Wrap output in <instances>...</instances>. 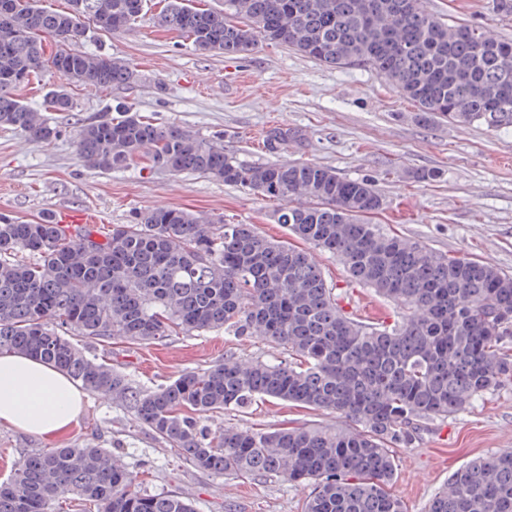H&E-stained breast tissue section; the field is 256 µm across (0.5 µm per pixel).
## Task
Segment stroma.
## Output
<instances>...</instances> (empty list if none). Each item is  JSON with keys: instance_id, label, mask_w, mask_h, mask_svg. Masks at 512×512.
<instances>
[{"instance_id": "stroma-1", "label": "stroma", "mask_w": 512, "mask_h": 512, "mask_svg": "<svg viewBox=\"0 0 512 512\" xmlns=\"http://www.w3.org/2000/svg\"><path fill=\"white\" fill-rule=\"evenodd\" d=\"M429 10L453 14L512 39V19L494 16L489 0H427ZM160 0L131 30L94 33L82 50L133 63L135 83L107 89L75 88L74 111L56 115L60 133L34 142L0 127V215L33 221L44 214L91 212L105 225L131 223L155 206L186 208L229 224H253L285 241L278 202L212 177L177 175L146 163L102 173L78 159L74 140L86 118L117 103L155 122L193 131L223 144L246 166L283 161L332 168L347 179L367 178L384 199L374 223L450 256L488 260L512 273V127L495 131L437 119L423 121L417 107L374 71L328 67L289 48L259 44L227 57L197 51L189 40L158 28ZM287 130L286 145L270 148L269 131ZM346 309L369 323L390 324L398 308L371 289L350 282L335 259L319 254ZM87 356L149 392L186 370L204 371L226 355L283 358L274 344L221 332H178L149 343L122 338L87 340ZM205 424L263 431L302 425L332 426L334 412L279 400L256 401L246 411L207 416ZM107 449L113 464L136 475L150 494L187 498L196 512H303L307 486L263 476L227 477L197 468L155 435L131 401L86 392L82 413L65 435L46 439L0 425V481L14 463L46 448ZM512 449V380L484 394L465 412L423 423L411 447L397 451L389 487L405 512H426L451 474L471 459Z\"/></svg>"}]
</instances>
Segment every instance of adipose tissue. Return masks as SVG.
<instances>
[{
  "label": "adipose tissue",
  "mask_w": 512,
  "mask_h": 512,
  "mask_svg": "<svg viewBox=\"0 0 512 512\" xmlns=\"http://www.w3.org/2000/svg\"><path fill=\"white\" fill-rule=\"evenodd\" d=\"M83 392L65 373L22 354L0 356V425L53 438L67 433Z\"/></svg>",
  "instance_id": "1"
}]
</instances>
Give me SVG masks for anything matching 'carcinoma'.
Returning <instances> with one entry per match:
<instances>
[{"mask_svg":"<svg viewBox=\"0 0 512 512\" xmlns=\"http://www.w3.org/2000/svg\"><path fill=\"white\" fill-rule=\"evenodd\" d=\"M68 2V10L54 11L38 0H12L9 21H0V126L37 142L58 134L44 111H73L71 87L138 78L132 64L76 45L92 31L129 29L147 0ZM195 2L164 0L157 25L204 53L237 56L263 42L328 66L363 64L424 121L512 126V42L450 24L424 0H224L222 9ZM17 71L26 72L23 81L5 80ZM46 73L67 84L51 88L39 111L18 91ZM75 148L86 167L101 172L145 159L276 200V223L306 244L166 206L108 228L0 216V354L35 356L89 390L131 397L140 420L196 467L305 484L304 512H404L387 490L395 448L413 444L419 422L464 412L512 375V275L368 221L384 205L371 181L312 163L247 167L224 147L125 105L85 121ZM316 251L395 303L401 319L378 326L346 311ZM214 330L265 339L288 357H226L141 394L74 342H151ZM267 398L330 410L341 423L273 432L229 426L214 435L200 421ZM64 494L97 512H194L179 495L144 492L136 477L109 465L106 449L94 447L25 457L0 483V512H50ZM427 512H512V450L456 470Z\"/></svg>","mask_w":512,"mask_h":512,"instance_id":"cac0c4a2","label":"carcinoma"}]
</instances>
